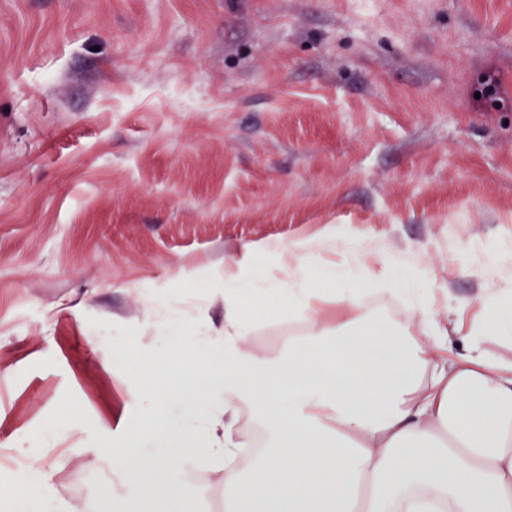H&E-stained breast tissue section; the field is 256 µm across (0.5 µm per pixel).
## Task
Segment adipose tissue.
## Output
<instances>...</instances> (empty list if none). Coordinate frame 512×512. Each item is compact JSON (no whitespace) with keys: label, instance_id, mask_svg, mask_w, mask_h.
<instances>
[{"label":"adipose tissue","instance_id":"obj_1","mask_svg":"<svg viewBox=\"0 0 512 512\" xmlns=\"http://www.w3.org/2000/svg\"><path fill=\"white\" fill-rule=\"evenodd\" d=\"M335 247L329 228L313 242L234 248L224 265L222 361L199 359L188 330L162 375L129 343L138 372L133 397L148 407L133 437L105 443L100 456L122 468L136 436L171 440L158 407L193 371L224 394L219 409L209 395L187 392L192 424L182 434L196 444L199 464L223 463L224 512H512V363L492 359L484 348L487 337L512 334V317L502 315L512 303V260L496 262L501 287L481 289L482 315L453 336L448 314H463L468 301L447 308L425 297L426 247L405 244L406 263L393 268L405 316H348L331 331L325 299L338 293L355 308L372 282L365 271L369 251H354L348 266L322 261L321 252ZM269 256L282 279L262 278ZM283 312L309 326L287 359L243 349L250 319ZM419 324L427 338H416ZM242 404L271 432L246 475L234 463L253 445L236 426ZM133 476L149 512H178L190 495L169 462L140 460Z\"/></svg>","mask_w":512,"mask_h":512}]
</instances>
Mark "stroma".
<instances>
[{
	"mask_svg": "<svg viewBox=\"0 0 512 512\" xmlns=\"http://www.w3.org/2000/svg\"><path fill=\"white\" fill-rule=\"evenodd\" d=\"M326 224L426 244L451 297L496 286L512 0H0V448L43 456L51 512H89L97 447L141 416L128 341L191 328L218 359L229 247ZM162 418L177 440L138 452L185 476L186 409Z\"/></svg>",
	"mask_w": 512,
	"mask_h": 512,
	"instance_id": "1",
	"label": "stroma"
}]
</instances>
